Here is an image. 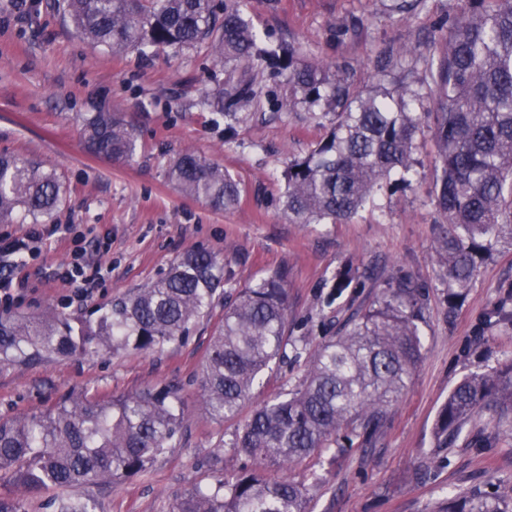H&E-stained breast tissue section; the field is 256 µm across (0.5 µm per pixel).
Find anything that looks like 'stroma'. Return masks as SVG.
Instances as JSON below:
<instances>
[{"mask_svg":"<svg viewBox=\"0 0 512 512\" xmlns=\"http://www.w3.org/2000/svg\"><path fill=\"white\" fill-rule=\"evenodd\" d=\"M389 5L390 0H247L246 16L259 32L301 45L308 58L327 65L350 62L363 90L377 83L378 58L401 45L416 47V54L394 59L386 74L420 88L423 59L431 42L445 37L458 0H427L404 19ZM357 18L363 28L335 42L336 27ZM224 77L205 48L119 54L79 37L54 0H27L21 11L15 0H0V154L34 158L56 170L64 195L51 223L84 231L90 261L109 270L99 288L77 298L54 275L69 244L50 237L41 257L23 270L26 288L10 302L0 301V313L87 317L155 281L184 252L204 248L223 260L234 289L286 272L288 337L297 339L301 322L311 332L307 355L266 371L239 415L226 422L206 412L196 382L211 331L223 316L219 304L183 344L0 366V416L44 411L70 391L120 396L180 386L186 421L172 448L144 475L82 490L94 499L95 512H168L193 485L212 486L237 473L247 459L229 446L235 429L264 402L298 384L309 352L404 276L426 290L422 359L373 446L311 456L291 469L295 480L316 478L307 510L435 512L449 494L477 489L512 497V440L489 448L462 441L439 448L433 440L438 412L455 384L512 358V322L495 316L501 307L512 311V240L502 239L479 261L471 288L449 304L446 269L435 252L440 217L430 191L437 152L427 130L416 138L409 182L383 185L351 223H289L279 206L281 174L326 136L330 121L303 105L277 110L273 99L284 93V83L270 70H255L249 77L264 96L238 110L233 135L225 137L223 116L201 103ZM112 110L138 136L132 162L96 158L85 148L83 116ZM186 149L231 174L240 189L235 207L213 210L185 197L169 180L170 165ZM347 261L357 267L358 283L328 301L331 277Z\"/></svg>","mask_w":512,"mask_h":512,"instance_id":"obj_1","label":"stroma"}]
</instances>
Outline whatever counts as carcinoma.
I'll return each mask as SVG.
<instances>
[{"instance_id": "cac0c4a2", "label": "carcinoma", "mask_w": 512, "mask_h": 512, "mask_svg": "<svg viewBox=\"0 0 512 512\" xmlns=\"http://www.w3.org/2000/svg\"><path fill=\"white\" fill-rule=\"evenodd\" d=\"M242 2L63 0L62 7L79 36L113 52L207 46L214 67L233 66L223 87L203 99L224 116L226 133L239 102L262 94L236 68L251 70L261 62L287 73L281 110L304 104L333 115L326 137L284 171L280 202L293 224L352 221L384 182L412 170L416 137L422 127L430 128L438 154L433 202L447 224L437 253L447 267L448 300L463 296L476 276L477 257L503 237L512 239V0H460L448 35L424 59L423 93L402 82L362 91L346 62L300 60L299 49L282 42L259 46ZM83 122L90 154L133 159L137 138L120 112H94ZM168 177L215 210L230 209L238 200L232 176L189 149ZM61 202L55 170L27 157L0 155V219L18 212L48 218ZM357 275L353 262L343 264L333 293L350 287ZM225 282L223 261L194 250L93 318L56 312L0 316V365L183 342L211 316ZM424 298L423 289L401 279L345 322L313 355L306 378L258 408L234 434L231 447L253 466L213 489H188L172 512H306L305 483L291 479L288 468L315 452L373 443L421 360ZM287 319L284 272L224 293V316L201 366V398L213 419L234 418L261 374L286 356ZM489 403L498 415L495 431L471 435L467 427ZM184 421L175 385L119 399L70 392L39 415L0 420V476L30 494L138 476L172 447ZM433 436L439 448L461 437L480 448L512 439V360L458 382L438 413ZM56 509L93 512V505L72 497ZM0 512L29 509L26 500L1 495ZM439 512H512V500L477 491L449 498Z\"/></svg>"}]
</instances>
